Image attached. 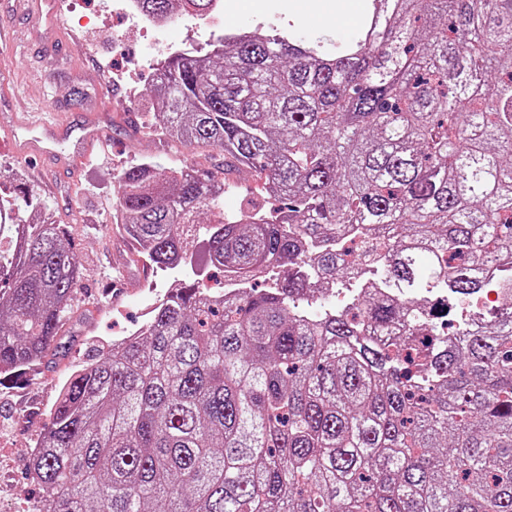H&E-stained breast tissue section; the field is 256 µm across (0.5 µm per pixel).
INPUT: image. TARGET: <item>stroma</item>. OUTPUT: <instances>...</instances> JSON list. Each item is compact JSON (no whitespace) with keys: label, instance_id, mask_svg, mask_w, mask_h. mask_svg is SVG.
Returning a JSON list of instances; mask_svg holds the SVG:
<instances>
[{"label":"stroma","instance_id":"obj_1","mask_svg":"<svg viewBox=\"0 0 512 512\" xmlns=\"http://www.w3.org/2000/svg\"><path fill=\"white\" fill-rule=\"evenodd\" d=\"M223 14L210 29L194 28L191 18L172 28L163 43H155L125 15L112 11V0H55L63 29L18 12L17 0H0V26L11 27L15 47L4 58L9 79L7 96H0V194L26 187L49 204L55 220L67 225L72 247L83 260L74 313L51 346L50 368L34 367L16 377L0 379V512H10L12 500H42L43 490L28 475L29 452L49 421L59 390L80 368L90 344L126 336L135 323L146 322L153 300L167 291L172 273L146 270L133 260L132 245L112 224L119 174L148 160L161 169L186 166L225 181L219 208L224 214L267 205L258 191L260 180L249 169H225L224 154L210 146H170L150 130L149 88L154 68L171 47L193 48L224 31H251L259 26L278 29L295 25L302 35L330 32L350 39L355 29L348 0H223ZM76 35L82 51L67 52L63 33ZM118 94L102 97V84ZM46 101L65 128L51 155L21 160L11 147L7 129L21 103ZM136 113L137 125L125 116ZM107 128L111 154H91L70 168L80 138L90 122ZM93 225L85 233V225ZM121 279L125 288L112 287Z\"/></svg>","mask_w":512,"mask_h":512}]
</instances>
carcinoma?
<instances>
[{
  "label": "carcinoma",
  "mask_w": 512,
  "mask_h": 512,
  "mask_svg": "<svg viewBox=\"0 0 512 512\" xmlns=\"http://www.w3.org/2000/svg\"><path fill=\"white\" fill-rule=\"evenodd\" d=\"M159 71L155 134L281 205L211 221L224 183L122 172L136 256L180 270L201 244L241 292L182 280L70 376L29 466L49 512H512V307L458 338L418 311L512 265V0H366L349 42L227 33ZM2 240L8 376L47 362L83 265L29 190L0 197ZM343 283L352 307L307 314Z\"/></svg>",
  "instance_id": "obj_1"
}]
</instances>
